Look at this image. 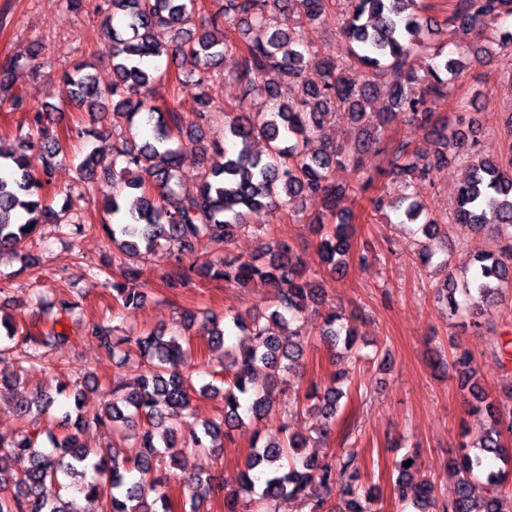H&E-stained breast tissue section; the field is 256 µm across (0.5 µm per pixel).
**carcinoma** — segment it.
I'll list each match as a JSON object with an SVG mask.
<instances>
[{"mask_svg": "<svg viewBox=\"0 0 512 512\" xmlns=\"http://www.w3.org/2000/svg\"><path fill=\"white\" fill-rule=\"evenodd\" d=\"M419 2L348 0L341 34L351 61L372 75L358 84L347 78L342 64L320 55L305 39L303 26L324 20L329 0H224L201 21L196 20L198 0H100L96 10L104 15L111 41L112 84L101 85L86 63L75 65L63 77L72 87L71 104L77 111L108 112L112 126L122 125L128 132L112 141L110 154L92 151L76 166L82 181L106 189V213L119 216L116 223L101 225L102 231L129 258L161 249L172 257L205 240L212 245L213 256L201 263V274L228 286L258 278L273 288V304L248 323L236 314L204 317L212 325L209 349L224 350L222 388L210 383L194 386V344L180 333L119 336L120 327L102 319L82 323L81 334L72 336L56 330L79 308L78 302L65 298L54 303L37 298L51 325L36 334L0 316V363L9 360L13 366L11 373L0 376V398L33 372L56 379L65 375L61 368L47 365L39 350L75 341L95 343L121 366L135 359L139 369L137 387L129 390L116 381L108 387L107 398L91 407L79 383L69 392V383L59 382L57 394L67 391L72 398L64 420L74 421V429L60 436L29 422L32 415L49 412L55 403L52 395L37 392L15 403L19 432L10 439L0 437V512H83L71 495L73 489L98 503L101 512H174L163 488L181 457L222 448L232 430L266 416L272 391L286 382L281 373L300 366L305 343L300 322L323 292L307 277L291 240L264 245L271 253L267 262L259 255L232 256L227 248L240 232L253 227L271 231L265 224H249L251 214L286 205L294 198L315 196L323 199L326 212L336 219L334 224L320 216L311 221L320 236L324 262L333 274L345 267L352 229L341 211L346 188L333 181V169L350 162L367 173L364 186L371 185L373 173L367 163L394 124L417 130L431 127L439 145L432 156L405 145L394 159L392 174L403 190L394 208L403 209L404 222L418 225L429 240L448 242V224L406 190L431 181L436 167L451 153L466 160L468 169L458 189L452 223L476 233L489 229L502 242L496 249L473 255L459 288L448 287L453 273L447 264L439 265L445 280L438 291L447 299L449 314L474 316L480 304L505 299L504 287L512 286V140L504 157L483 158L476 150L477 117L459 114L443 121L435 117L434 105L447 96L450 78L463 73L468 62L465 51L445 54L440 45L434 48L424 77L418 76L412 64L414 54L430 47L440 33L420 14ZM503 16L512 17V0H456L446 28L482 36ZM240 24L242 43L226 39L224 29ZM228 53L238 55L240 93L237 103L223 110L224 144L201 149L198 164L203 172L198 186L172 202L177 173L186 162L174 141L189 128L198 132L217 122L215 111L207 109L205 87ZM38 55L36 47L24 59L14 56L0 63V101L9 103L13 111L23 108V98L10 92V78ZM185 55L193 56L198 65L193 74L178 80L189 89L193 102L189 119L177 106L152 104L151 83L162 74L145 65L148 58L176 60ZM383 76L390 77L388 106L375 112L370 104L381 90ZM297 88L301 89L298 98L294 97ZM260 95L274 101L272 110L252 111V100ZM331 107L347 112L354 146L322 141L319 150L312 152L309 146L321 141ZM17 132L22 153L0 152V255L20 250L39 225L63 221L46 203L43 190L50 184L55 159L67 154L65 140L51 131L48 113L39 109L31 111L29 122ZM256 142L264 144L263 151H253ZM132 190L139 196L126 209L123 200ZM89 271L105 276L114 308L142 304L143 291L131 287L141 277L140 268L127 267L123 283L110 280L105 261ZM322 318L320 335L325 342L353 348L356 335L337 312L328 311ZM228 322L246 335V342L237 349L224 347ZM454 367L461 387L474 396L468 414L480 418L477 443L461 444L454 459L455 497L439 502L434 482L417 477L416 457L409 453L394 463L395 483L416 512H512V490H507L512 483V448L507 446L512 438V389L504 398L488 402L477 391L472 357L457 354ZM350 380V371L342 369L322 384H313L306 394L323 418L317 439L331 433L344 396L343 384ZM197 395L221 397L220 417L186 433L159 431L168 417L191 411ZM88 427L112 435V443L105 448L85 446L80 434ZM308 444L309 437L289 433L286 424L277 436L256 440L246 458L240 489L224 496L226 512H281L282 505L292 500L305 502L309 512H334L338 487L345 502L339 512H373L375 487L361 483L355 452L319 459L306 454ZM489 454L502 466L487 467L484 460ZM18 458L28 459L29 466L14 474L9 463ZM408 460L411 466H403ZM312 470L319 472L315 485ZM182 480L191 490L190 512H196V500L209 492L210 480L200 473ZM476 480L485 486L480 499L472 495Z\"/></svg>", "mask_w": 512, "mask_h": 512, "instance_id": "obj_1", "label": "carcinoma"}]
</instances>
